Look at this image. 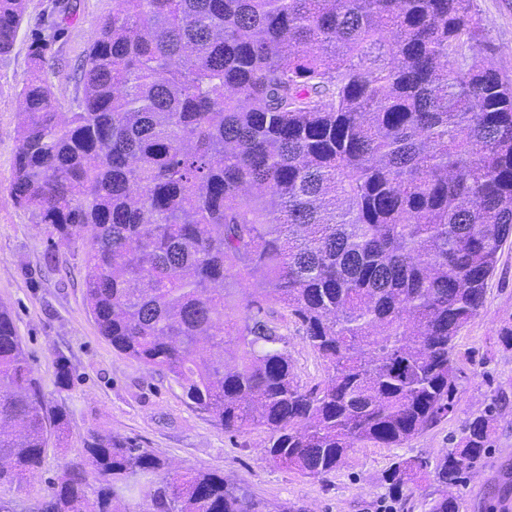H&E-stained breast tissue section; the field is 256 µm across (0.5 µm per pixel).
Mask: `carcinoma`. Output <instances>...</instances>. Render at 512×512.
I'll return each mask as SVG.
<instances>
[{"label":"carcinoma","mask_w":512,"mask_h":512,"mask_svg":"<svg viewBox=\"0 0 512 512\" xmlns=\"http://www.w3.org/2000/svg\"><path fill=\"white\" fill-rule=\"evenodd\" d=\"M469 0H112L58 111L37 37L10 192L81 244L112 347L166 374L268 463L311 478L359 443L396 448L454 410V341L512 240V78L478 51ZM25 0H0V58ZM260 278L259 296L231 284ZM278 305L326 377L308 387ZM503 394L393 492L434 475L459 512ZM68 413L45 400L0 304V485L40 469ZM93 478H88V475ZM40 512H305L93 431Z\"/></svg>","instance_id":"obj_1"}]
</instances>
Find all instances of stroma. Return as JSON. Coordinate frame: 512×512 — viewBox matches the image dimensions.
Returning a JSON list of instances; mask_svg holds the SVG:
<instances>
[{"label":"stroma","instance_id":"stroma-1","mask_svg":"<svg viewBox=\"0 0 512 512\" xmlns=\"http://www.w3.org/2000/svg\"><path fill=\"white\" fill-rule=\"evenodd\" d=\"M483 24V44L495 50L503 72L512 76V0H469ZM112 11V0H27L24 22L9 56L0 59V303L16 322L34 376L46 399L64 405L69 426L50 440L43 464L23 486L0 487V499L27 508L43 495L47 481L65 462L79 460L89 431L112 430L169 459L180 471L202 469L247 486L271 503L292 502L305 512H427L436 484L426 479L392 494L384 476L400 458L436 459L454 445L464 425L497 396L507 394L493 426L494 446L480 468L458 491L460 512H512V348L501 336L512 330V244H506L488 282L479 314L458 334L455 410L397 448L359 444L344 464L321 478H306L271 466L262 448L264 428L224 432L190 407L170 378L120 354L100 335L85 305V253L81 246L48 252L50 227L17 206L9 182L18 145V92L29 77L34 32L54 19L68 23L52 46L62 67L50 74L60 111H73L83 87L71 76L98 36V23ZM281 332L294 373L314 385L323 368L293 319ZM66 359L71 387L57 383V362Z\"/></svg>","mask_w":512,"mask_h":512}]
</instances>
